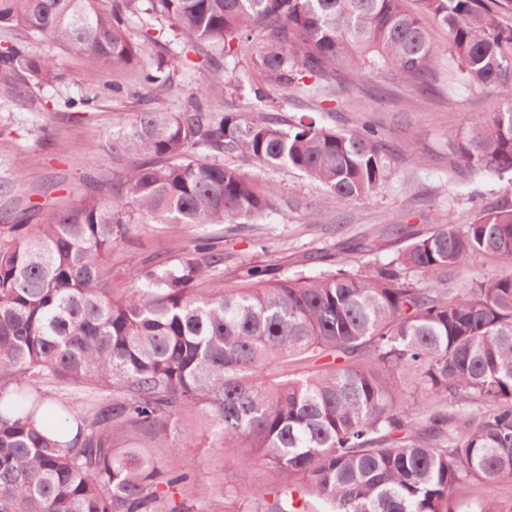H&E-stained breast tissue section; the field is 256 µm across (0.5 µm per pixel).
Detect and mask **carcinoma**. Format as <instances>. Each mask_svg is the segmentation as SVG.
Returning a JSON list of instances; mask_svg holds the SVG:
<instances>
[{"instance_id": "1", "label": "carcinoma", "mask_w": 512, "mask_h": 512, "mask_svg": "<svg viewBox=\"0 0 512 512\" xmlns=\"http://www.w3.org/2000/svg\"><path fill=\"white\" fill-rule=\"evenodd\" d=\"M0 0V89L62 80L33 42L82 57L83 80L126 70L171 90L183 55L157 52L174 21L184 48L263 76L290 98L321 93L337 64L400 78L429 95L448 53L464 85L492 96L448 135L454 173L512 183V0ZM448 30L431 42L425 17ZM138 20L137 38L129 34ZM313 80L307 84L305 79ZM299 171L327 204L372 192L389 152L370 126L245 119L197 96L179 112H138L112 137L118 176L29 233L0 209V512H512L489 491L512 481V270L468 288L419 287L479 257L512 258V205L413 238L397 258L318 277L226 287L224 257L201 241L175 267L131 264L111 288L112 250L131 224H227L276 206L220 157ZM318 368L289 369L310 357ZM79 387L81 406L50 397ZM203 423L224 456L268 470L267 484H203L178 464ZM127 434L130 447H112ZM157 439V459L140 447Z\"/></svg>"}]
</instances>
